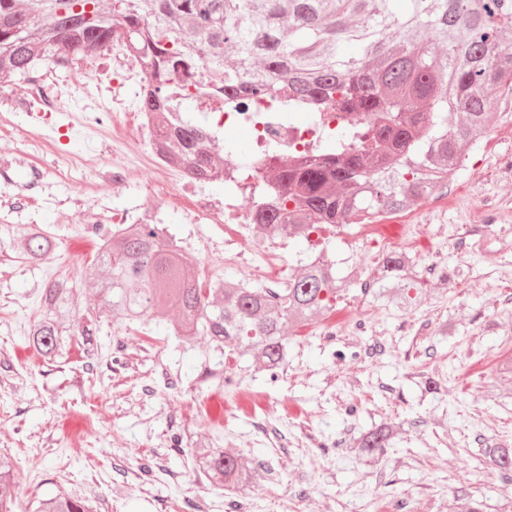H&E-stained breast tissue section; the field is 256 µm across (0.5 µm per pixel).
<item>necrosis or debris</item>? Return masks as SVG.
Wrapping results in <instances>:
<instances>
[{
    "mask_svg": "<svg viewBox=\"0 0 512 512\" xmlns=\"http://www.w3.org/2000/svg\"><path fill=\"white\" fill-rule=\"evenodd\" d=\"M109 72L99 78L96 95L80 94L69 83L47 79L41 72L29 78L30 92L26 99L8 101L0 113V131L16 134L20 150L14 160L0 163V183L13 185L14 193L5 201L8 209L23 208L31 199L47 196L53 186L50 173L34 163L35 158L56 152L55 130L48 121L52 115L73 106H81L78 121L86 130L105 127L112 142L113 152L124 151L129 140H138L144 147L141 158L120 165H109L103 153L89 150L75 155L69 171L86 178L84 192L75 201L86 223L101 221L99 182L125 185L139 181L143 169H150L151 183L159 189L175 191L189 224H223L236 236L246 239L253 235V217L240 207L239 177L241 165L237 158L228 157L224 165L232 171L224 181V197L217 200L206 195L203 182L193 177L187 165L170 160L154 138L157 121L155 113L140 106L143 89L142 68L135 52L124 40H113L110 49L102 54ZM195 105L206 124L211 140H218L221 131L243 128L250 132L261 149L260 161L265 165H282L298 160L304 144L313 138V127L300 115L285 112H245L237 98L221 93L200 94ZM29 168V177L22 184H14L13 169L18 165ZM274 253L266 250L228 249L224 261L244 264L251 271L253 281L267 288H277L286 280L285 269H273ZM259 432L269 440L277 459L292 458L297 450L315 446V436L307 430L291 429L285 424L258 423Z\"/></svg>",
    "mask_w": 512,
    "mask_h": 512,
    "instance_id": "necrosis-or-debris-1",
    "label": "necrosis or debris"
}]
</instances>
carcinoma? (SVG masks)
<instances>
[{
	"label": "carcinoma",
	"mask_w": 512,
	"mask_h": 512,
	"mask_svg": "<svg viewBox=\"0 0 512 512\" xmlns=\"http://www.w3.org/2000/svg\"><path fill=\"white\" fill-rule=\"evenodd\" d=\"M119 38L136 46L151 85L145 110L180 111L166 87L204 57L208 86L234 92L243 111L310 113L314 158L254 177L250 191L257 228L295 239L323 224H372L432 196L497 124L495 99L512 95V0H0L1 77L24 78L40 59H91ZM321 112L341 113L336 130L320 123ZM161 133L193 175L224 168L197 122L183 117ZM54 252L50 236L30 230V262L48 263ZM193 266L159 225L123 224L102 239L85 277L97 281L113 319L149 325L176 311V335L206 336L215 350L253 357L269 372L288 361L286 328L325 320L361 277L356 268L338 275L322 255L277 289L232 280L207 287ZM412 268L406 253L384 255L375 297L410 304ZM71 292L65 281L50 283L44 315L28 332L48 361L71 336ZM400 433L393 424L360 432L358 455L379 458ZM484 452L512 472V448ZM192 458L221 489L257 481L244 454L202 447ZM16 502L12 461L0 457V512H16ZM33 512L89 506L60 492Z\"/></svg>",
	"instance_id": "carcinoma-1"
}]
</instances>
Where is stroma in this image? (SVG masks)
Returning a JSON list of instances; mask_svg holds the SVG:
<instances>
[{
	"instance_id": "35a3bbf8",
	"label": "stroma",
	"mask_w": 512,
	"mask_h": 512,
	"mask_svg": "<svg viewBox=\"0 0 512 512\" xmlns=\"http://www.w3.org/2000/svg\"><path fill=\"white\" fill-rule=\"evenodd\" d=\"M498 125L444 188L441 206L423 200L386 218L382 239H398L417 226L411 253L420 291L408 306L385 307L355 287L336 301L329 319L336 328L324 341L314 328L288 332V367L270 376L252 363L224 361L205 339L184 343L170 327L138 329L102 316L95 288L83 272L95 260L97 238L85 231L69 203L80 183L61 178L57 194L29 203L22 216L0 219V366L20 379L0 387V454L15 466L22 508L62 490L88 500L92 512H156L154 497L170 512H183L188 498L207 495L213 512H224L225 493L196 473L190 448L210 444L272 459L252 418L237 407L245 389L267 404L271 422L308 423L319 442L279 466L283 485L304 483L306 512H383L407 497L408 512H453L460 493L477 501L479 512H512V483L482 454L479 430L471 422L481 410L489 429L512 445V377L501 363L512 358V98L497 103ZM117 208L144 201L158 209L169 232L190 239L196 225L182 223L173 198L150 195L145 182L101 185ZM498 210L497 224L482 235L471 232L485 214ZM41 225L55 243L51 266L28 262L21 245L32 225ZM338 269L359 267L372 274L383 248L344 233L321 245ZM437 263L439 276L427 272ZM57 278L69 279L70 305L80 325H94L96 342L87 347L72 336L56 362L48 363L25 341L29 323L40 315L42 291ZM438 313L428 336L415 323ZM394 333L396 346L369 357L370 332ZM163 361L171 384L141 390ZM433 379L436 392H426ZM388 385L381 394L377 382ZM402 424L403 441L378 460L337 447L363 429ZM150 472L154 497L122 480L117 465ZM68 472L58 482V466ZM335 480L325 484L323 472Z\"/></svg>"
}]
</instances>
